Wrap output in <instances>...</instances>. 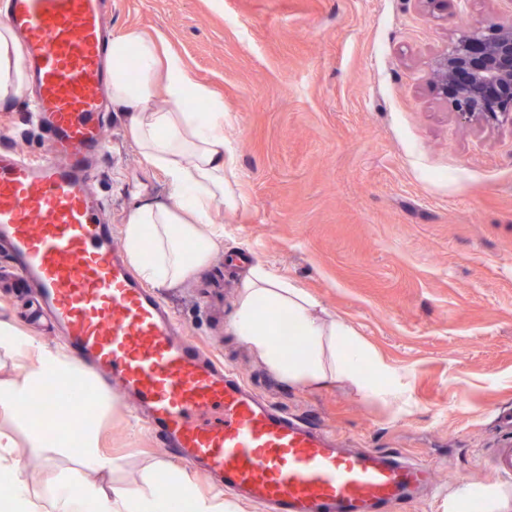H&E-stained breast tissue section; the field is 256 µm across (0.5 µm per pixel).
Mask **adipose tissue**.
Segmentation results:
<instances>
[{"label": "adipose tissue", "mask_w": 512, "mask_h": 512, "mask_svg": "<svg viewBox=\"0 0 512 512\" xmlns=\"http://www.w3.org/2000/svg\"><path fill=\"white\" fill-rule=\"evenodd\" d=\"M163 35L134 28L113 37L112 106L125 113L133 142L144 159L163 171L170 195L165 203H141L123 226L124 249L141 278L165 288L203 267L224 239L214 218L217 206L235 207L234 165L224 153V101L207 84L193 80L181 59L163 51ZM135 59L136 80L126 75ZM27 80L22 47L0 27V103L14 100ZM203 110H196V103ZM288 314L303 342L285 347L276 315ZM235 334L268 368L288 382L327 387L348 381L378 398H395L391 367L344 322L326 319L318 300L278 276L264 263L250 266L240 284L233 316ZM0 356L11 368L0 377V409L21 414L25 405L54 381L59 403L71 405L90 383L74 359L38 343L18 324L0 319ZM16 442L0 431V479L10 481L0 512H225L219 496L199 494L192 478L158 463L149 482L165 480L166 494L110 488L97 476L118 463L100 448V434L85 427L75 474L63 473L43 493L17 468Z\"/></svg>", "instance_id": "1"}]
</instances>
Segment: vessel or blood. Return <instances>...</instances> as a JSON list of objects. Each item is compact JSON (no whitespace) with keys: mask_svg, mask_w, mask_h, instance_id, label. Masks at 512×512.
I'll list each match as a JSON object with an SVG mask.
<instances>
[{"mask_svg":"<svg viewBox=\"0 0 512 512\" xmlns=\"http://www.w3.org/2000/svg\"><path fill=\"white\" fill-rule=\"evenodd\" d=\"M25 46L38 157L0 151V274L33 289L93 380L118 383L151 435L264 512H406L433 486L431 466L401 453L342 448L231 377L183 337L129 270L92 183L110 72L105 0H8Z\"/></svg>","mask_w":512,"mask_h":512,"instance_id":"1","label":"vessel or blood"}]
</instances>
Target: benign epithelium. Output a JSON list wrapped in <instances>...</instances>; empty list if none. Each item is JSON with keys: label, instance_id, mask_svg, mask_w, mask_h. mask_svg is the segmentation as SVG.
I'll return each mask as SVG.
<instances>
[{"label": "benign epithelium", "instance_id": "1", "mask_svg": "<svg viewBox=\"0 0 512 512\" xmlns=\"http://www.w3.org/2000/svg\"><path fill=\"white\" fill-rule=\"evenodd\" d=\"M431 86L465 123L512 125V24L461 34L435 59Z\"/></svg>", "mask_w": 512, "mask_h": 512}]
</instances>
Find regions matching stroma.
<instances>
[{
    "label": "stroma",
    "instance_id": "35a3bbf8",
    "mask_svg": "<svg viewBox=\"0 0 512 512\" xmlns=\"http://www.w3.org/2000/svg\"><path fill=\"white\" fill-rule=\"evenodd\" d=\"M510 23L512 0H109L110 34H163L223 98L241 197L220 213L222 247L160 298L189 339L276 408L343 447L433 463L437 486L409 512H448L452 474L496 486L512 512V480L488 465L512 417V126L460 121L429 83L462 32ZM30 113L23 95L0 105V148L41 155ZM93 189L118 232L136 203L167 198L121 113L110 115ZM255 261L352 327L396 372L402 399L291 384L261 363L232 328ZM35 308L33 295L0 288L1 319L63 347ZM102 391L101 447L122 464L114 483L142 489L164 462L214 493L118 387Z\"/></svg>",
    "mask_w": 512,
    "mask_h": 512
}]
</instances>
